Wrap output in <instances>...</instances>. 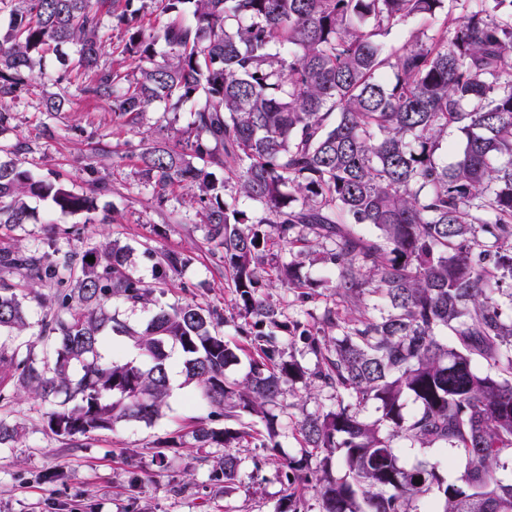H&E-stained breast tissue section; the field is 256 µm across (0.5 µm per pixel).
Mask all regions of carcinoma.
<instances>
[{
	"label": "carcinoma",
	"mask_w": 512,
	"mask_h": 512,
	"mask_svg": "<svg viewBox=\"0 0 512 512\" xmlns=\"http://www.w3.org/2000/svg\"><path fill=\"white\" fill-rule=\"evenodd\" d=\"M459 1L467 7L455 16L445 0H142L166 16L157 28L130 9L133 0H13L0 32V100L48 51L71 45L83 93L112 105L116 121L132 123L154 102L166 112L195 103L187 128L144 145L138 174L160 204L171 189L194 192L251 320L253 354L246 375L229 378L242 348L193 300L158 308L142 329L117 320L106 306L114 295L156 303L154 289L127 274L117 242L85 251L65 273L48 257L10 250L0 269L22 267L31 281L0 285V332L29 328L24 299L40 297V283L57 286V312L44 322L51 361L0 349V400L14 388L43 402L62 397L48 427L70 440L119 422L152 424L177 350L185 383L237 424L191 430L197 447L224 449L210 477L228 485L240 465L231 448L252 431L243 416L267 417L283 384L303 376L282 359L286 331L309 341L320 361L313 378L336 397V408L298 421L319 468L285 465L286 512H303L309 493L318 512H418L419 501L424 512H512V482L499 477L512 455V321L499 300L512 301V0H450ZM106 16L125 29L119 55L130 71L99 67ZM416 18L429 31L387 48L393 26ZM450 127L463 136L451 165L440 153ZM32 197L52 198L63 217L94 206L60 179L0 160V224L26 223ZM240 198L260 215L239 209ZM292 234L305 248L330 242L331 282L303 278L299 262L267 249ZM187 262L163 252L159 283ZM273 280L333 288L321 335L280 319L265 292ZM115 336L138 357L103 361ZM408 399L417 405L409 416ZM369 406L379 412L372 421ZM22 430L0 417V446ZM401 443L455 449L463 471L450 482L439 461L406 464ZM181 445L175 431L156 456Z\"/></svg>",
	"instance_id": "cac0c4a2"
}]
</instances>
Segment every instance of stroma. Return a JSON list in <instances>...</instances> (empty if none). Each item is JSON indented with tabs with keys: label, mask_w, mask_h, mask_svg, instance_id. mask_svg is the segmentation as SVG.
Listing matches in <instances>:
<instances>
[{
	"label": "stroma",
	"mask_w": 512,
	"mask_h": 512,
	"mask_svg": "<svg viewBox=\"0 0 512 512\" xmlns=\"http://www.w3.org/2000/svg\"><path fill=\"white\" fill-rule=\"evenodd\" d=\"M85 81L83 74L64 72L55 55H46L33 80L7 99L10 119L0 127V147L24 143L15 160L35 176L58 175L87 193L103 181L109 191L96 195L94 210L64 218L51 200H30L28 223L1 233L0 249L18 246L61 263L107 237L126 247L128 273L147 286L156 282L161 251L184 253L189 261L171 278L160 304L196 301L221 316L219 331L225 339L248 345L246 321L225 276L223 251L207 242L199 204L177 189L169 192L165 206H158L153 189L137 174L140 141H165L172 128L189 125L190 112L172 114L153 107L131 127L113 121L105 104L87 97ZM53 97L65 98L62 111H46ZM41 293V302L28 304L32 326L27 335L6 339L5 347L43 363L51 341L42 333V320L55 303L53 288L42 286ZM272 295L280 303L283 321H298L309 329L318 324L324 308L336 304L330 289L306 297L276 288ZM282 352L303 377L285 385L284 404L274 410L281 451L274 455L263 447L259 434L265 424L252 418L256 435L243 439L236 450L242 464L230 489L210 480L206 452L187 433L197 420L216 427L225 421L200 400L196 385L183 384L180 363L171 367L168 405L153 424L120 422L75 443L51 433L47 404L20 392L0 401V416L24 429L20 442L0 447V512H277L283 496L282 462L300 460L304 454L296 422L303 414L336 405L330 389L306 380L317 367L306 343L285 338ZM180 428L185 431L182 448L167 463H159L153 455L156 444ZM132 471L141 478L134 493L127 483ZM48 472L59 473V480L43 482Z\"/></svg>",
	"instance_id": "stroma-1"
}]
</instances>
